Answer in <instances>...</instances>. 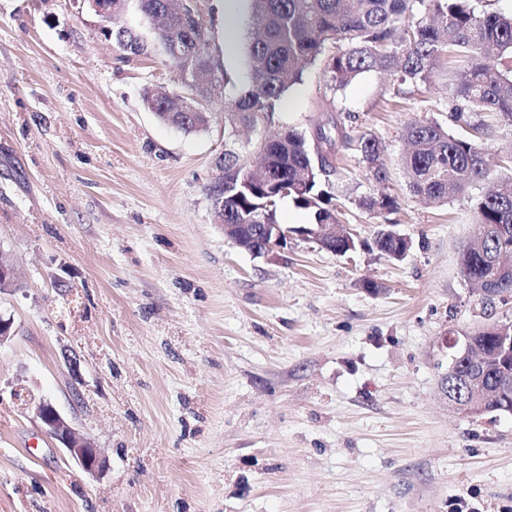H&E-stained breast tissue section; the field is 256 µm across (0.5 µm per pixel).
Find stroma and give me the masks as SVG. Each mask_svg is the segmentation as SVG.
Listing matches in <instances>:
<instances>
[{"label": "stroma", "instance_id": "1", "mask_svg": "<svg viewBox=\"0 0 512 512\" xmlns=\"http://www.w3.org/2000/svg\"><path fill=\"white\" fill-rule=\"evenodd\" d=\"M224 2L194 0L232 80L203 101L207 128L187 133L144 103L181 78L135 0L117 23L141 36L138 56L105 41L79 0H0V250L18 277L0 292L13 322L0 344V512H512V415L450 411L440 346L451 329L512 320V302L482 309L461 277L480 230L468 203L429 206L400 169L409 122L456 133L444 82L371 71L337 97L351 136L381 142L400 203H351L378 186L355 147L338 149L351 194L336 204L360 248L297 238L253 254L214 220L215 162L325 120L328 78L307 66L270 121L232 125L251 4L236 0L229 54ZM383 224L410 238L406 259L369 248ZM43 401L100 449L103 478L43 434Z\"/></svg>", "mask_w": 512, "mask_h": 512}]
</instances>
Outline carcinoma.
<instances>
[{
    "label": "carcinoma",
    "mask_w": 512,
    "mask_h": 512,
    "mask_svg": "<svg viewBox=\"0 0 512 512\" xmlns=\"http://www.w3.org/2000/svg\"><path fill=\"white\" fill-rule=\"evenodd\" d=\"M258 36L247 45L250 84L224 107L235 125L256 127L276 112L283 96L301 81L304 67L324 63L332 98L323 111L325 121L308 130L287 127L276 142H260L259 163L235 152L224 154V223L277 222L280 202L288 198L312 213L316 224H338L333 200L349 194L340 185L335 165L338 145L356 144L376 183L387 181L379 161V141L372 135L353 138L335 96L360 74L378 71L400 81L427 85L448 67V117L462 133L452 135L435 121H413L403 139L409 149L401 159L411 195L443 206L457 198L470 204L476 223L489 228L483 241L465 248L461 272L480 288L492 286L512 298V278L497 274L489 258L512 252V175L495 174L485 160L488 128L482 114L492 113L500 125L512 128V15L480 8L483 0H251ZM118 48L138 55L140 36L125 28L112 32ZM168 65L183 74L194 60L197 44L210 40L208 30L196 25L185 31L171 21L160 35ZM146 102L163 122L187 133L206 127L191 115L195 101L179 93L165 103L149 96ZM361 208L391 213L399 202L379 190L359 196ZM384 256L401 260L409 248L378 230L374 238ZM473 341L489 358L487 390L499 373L512 371V355L498 351L496 335L484 328Z\"/></svg>",
    "instance_id": "cac0c4a2"
}]
</instances>
